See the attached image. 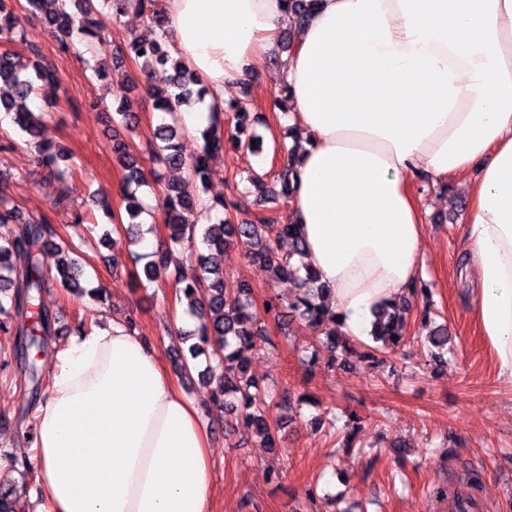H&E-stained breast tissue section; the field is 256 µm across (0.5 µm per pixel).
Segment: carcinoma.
Here are the masks:
<instances>
[{"label": "carcinoma", "instance_id": "cac0c4a2", "mask_svg": "<svg viewBox=\"0 0 512 512\" xmlns=\"http://www.w3.org/2000/svg\"><path fill=\"white\" fill-rule=\"evenodd\" d=\"M294 15L293 26L283 38L282 48H287L299 37L302 25L315 0H287ZM28 12L40 18L59 34L62 50L70 53L80 43L101 44L104 19L118 20L134 12L157 29L151 40L135 37L116 59H132L141 63L149 80L148 93L154 99L155 108L171 116V122L160 125L155 143L150 148L152 157L164 166L186 171V176L175 183L165 185L162 213L168 238L175 245H188L191 250V268L174 270L177 294L188 301L189 311L198 317L195 336L197 342L190 345L191 358L203 353L217 358L216 371L209 374L214 382L209 392L210 403L221 410L225 407L236 412L233 429L244 435H262L263 446L281 447L280 428L273 425L267 415L269 402L291 408L288 392L280 394L259 393L253 377L246 374L248 353L260 346H275L261 326V319L251 311V288L242 284L237 288L224 287V255L236 240L246 239L251 244L248 258L266 267L274 278L299 282L300 293L285 301L279 297L266 300L264 312L273 318L282 316V309L291 311L318 334L325 336V343L339 352L338 361L346 364L348 358H365L371 353H360L347 337L336 329V315L317 302L323 286L310 270L294 263L303 257L305 246L298 237L295 225L236 222L231 208L235 204L222 197L206 198L208 162L212 155L224 148L223 124L213 117L210 125L201 133L203 147L199 154L186 159L180 150L181 128L177 107L193 98L201 97L204 87L199 80L188 74L180 62L170 63L169 39L166 18L158 0H27ZM22 36L20 18L12 0H0V42L10 43ZM27 66L9 51L0 52V112L11 116L13 123L25 132L37 152L38 164L47 170L60 184H65L71 174L64 153L43 137L41 117L30 107L29 100L42 85L59 88L62 85L57 72L50 67L35 71V77L26 76ZM222 112L233 113L237 133L243 132L248 113L236 101L224 103ZM116 159L125 171L121 184L122 196L127 200L128 223L139 224L143 212L137 201L136 188L145 181V168L141 157L129 151L127 144L117 141L112 147ZM248 182L257 188L268 202L288 200L294 192L292 166L283 163L267 180L255 176ZM56 238L50 219L41 215L23 216L0 196V313L13 311L9 323L0 321V331L11 337L16 355L24 358L30 387V400L37 399L38 384L43 375V365L29 352H41L44 337L49 335L56 322L53 311L44 303V294L50 283L56 281L68 291L81 289L80 264L76 249L65 242L55 243L59 258L56 262V278L47 276L40 262L42 246ZM286 239L291 248L283 253L276 242ZM305 274H300V270ZM412 302L404 299L393 303L375 326L374 341L385 349H393L405 341ZM422 328L434 361L447 362L448 328L438 325L429 310L422 312ZM23 499L18 486L0 487V512H19Z\"/></svg>", "mask_w": 512, "mask_h": 512}]
</instances>
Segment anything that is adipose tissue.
Masks as SVG:
<instances>
[{
    "label": "adipose tissue",
    "instance_id": "adipose-tissue-1",
    "mask_svg": "<svg viewBox=\"0 0 512 512\" xmlns=\"http://www.w3.org/2000/svg\"><path fill=\"white\" fill-rule=\"evenodd\" d=\"M176 57L203 82L198 134L260 72L285 0H164ZM295 190L290 223L343 335L425 271L414 178L460 175L471 314L512 380V0H317L282 59ZM35 512H213L212 448L195 403L126 319L53 351L35 409Z\"/></svg>",
    "mask_w": 512,
    "mask_h": 512
}]
</instances>
